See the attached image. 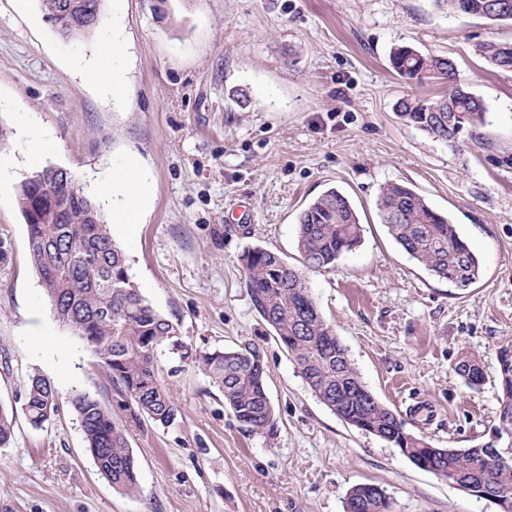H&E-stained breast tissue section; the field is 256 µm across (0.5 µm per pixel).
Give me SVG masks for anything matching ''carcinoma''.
<instances>
[{
    "label": "carcinoma",
    "mask_w": 512,
    "mask_h": 512,
    "mask_svg": "<svg viewBox=\"0 0 512 512\" xmlns=\"http://www.w3.org/2000/svg\"><path fill=\"white\" fill-rule=\"evenodd\" d=\"M446 14L512 21V0H433ZM507 4L506 12L492 14ZM46 19L72 39L95 29L103 0H40ZM476 52L492 65L512 70V44L488 41ZM401 77L422 82L439 79L448 91L439 98L410 96L399 103L400 118L450 147L465 134L475 137L485 107L457 83L453 62L423 54L409 46L390 56ZM44 204L38 221L29 217L31 196L21 191L18 203L27 225V244L51 312L108 372L112 382L136 405L138 412L161 426L171 424L178 408L158 377L159 355L202 368L224 396V405L240 427L262 432L274 426L267 391L264 356L257 346L194 351L177 325L158 312L128 274L122 246L112 237L104 215L80 180L50 165L32 173ZM66 198L58 211L53 200ZM377 209L396 243L434 277L467 288L482 274L476 255L456 225L435 211L411 187L386 182L380 186ZM362 240L359 218L348 198L330 188L300 214L297 250L301 266L293 267L277 253L260 246L243 250L239 261L253 308L288 351L313 396L346 424L399 448L416 467L435 464L436 477L470 485L478 496H512V443L485 448H433L410 433L405 420L381 403L367 387L346 347L324 319L313 299L308 274L330 271ZM512 350L500 351L499 418L512 422ZM455 370L471 387L484 381L480 360L463 355ZM59 396L50 380L29 376L23 411L34 427L50 422ZM70 404L98 471L112 488L133 496L139 490L136 461L125 430L112 420L108 407L86 393H75ZM14 411L0 404V447L10 444ZM387 496L373 484L352 487L344 512H386Z\"/></svg>",
    "instance_id": "cac0c4a2"
}]
</instances>
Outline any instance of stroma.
<instances>
[{"label":"stroma","mask_w":512,"mask_h":512,"mask_svg":"<svg viewBox=\"0 0 512 512\" xmlns=\"http://www.w3.org/2000/svg\"><path fill=\"white\" fill-rule=\"evenodd\" d=\"M103 24L122 48L125 97L76 65L97 32L63 41L39 0H0V404L15 413L0 447V512H343L359 484L384 489L388 512H499L415 467L398 448L344 423L311 394L252 307L238 257L261 246L297 265L302 210L344 193L362 242L336 270L310 276L312 295L364 382L406 428L436 448H481L498 435V355L512 347V71L476 46L512 42V22L449 16L433 0H122ZM408 45L451 58L479 97L485 123L451 148L400 119L397 102L435 96L390 65ZM56 150L51 164L96 181L136 158L152 185L138 223L112 224L129 274L192 348L257 345L268 367L275 426L241 430L201 368L160 377L178 406L157 426L116 389L97 358L52 316L17 205L31 173L21 128ZM399 182L456 224L482 266L460 289L430 275L394 242L376 208ZM479 357L484 383L454 366ZM39 371L62 403L32 427L26 381ZM94 396L127 433L139 491L113 490L90 455L68 399Z\"/></svg>","instance_id":"obj_1"}]
</instances>
